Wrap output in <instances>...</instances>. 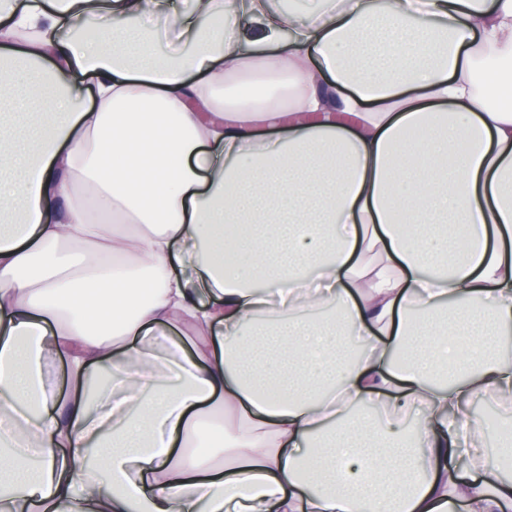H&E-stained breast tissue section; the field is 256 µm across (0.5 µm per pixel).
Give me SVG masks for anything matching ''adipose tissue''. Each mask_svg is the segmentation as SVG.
<instances>
[{"label": "adipose tissue", "mask_w": 512, "mask_h": 512, "mask_svg": "<svg viewBox=\"0 0 512 512\" xmlns=\"http://www.w3.org/2000/svg\"><path fill=\"white\" fill-rule=\"evenodd\" d=\"M315 3L0 0V512L512 506V0Z\"/></svg>", "instance_id": "obj_1"}]
</instances>
